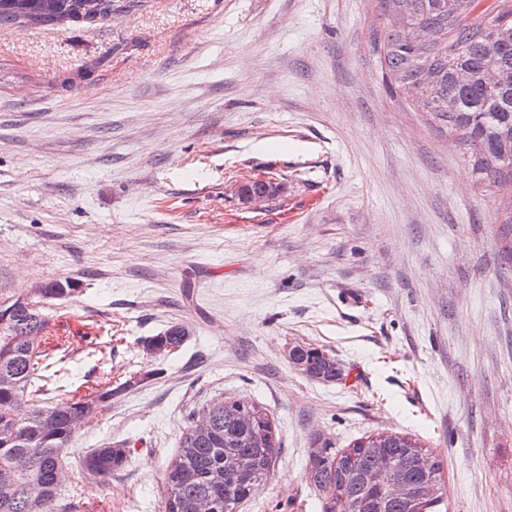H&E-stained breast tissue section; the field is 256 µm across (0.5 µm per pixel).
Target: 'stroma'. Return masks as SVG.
<instances>
[{"mask_svg":"<svg viewBox=\"0 0 512 512\" xmlns=\"http://www.w3.org/2000/svg\"><path fill=\"white\" fill-rule=\"evenodd\" d=\"M376 0H143L102 23L0 30V288L51 301L54 385L112 402L71 466L82 512H161L191 417L244 399L281 448L238 512H323L314 443L406 433L442 462L433 512H512V195L394 89ZM279 195L245 205L243 177ZM172 325L183 346L156 356ZM302 344L339 380L290 363ZM298 359L302 360L306 366L300 369V371L302 373L307 371L306 376L311 379L322 382H334L340 375V368L336 358L330 354H328V358L324 357L318 348L301 346L298 350ZM127 460L125 448L112 443L96 448L82 460L81 470L78 471V479L86 473L99 479H105L112 475V471L120 469Z\"/></svg>","mask_w":512,"mask_h":512,"instance_id":"obj_1","label":"stroma"}]
</instances>
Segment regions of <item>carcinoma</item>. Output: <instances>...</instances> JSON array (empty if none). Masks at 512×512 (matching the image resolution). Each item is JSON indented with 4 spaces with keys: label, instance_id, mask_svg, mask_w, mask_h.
<instances>
[{
    "label": "carcinoma",
    "instance_id": "carcinoma-1",
    "mask_svg": "<svg viewBox=\"0 0 512 512\" xmlns=\"http://www.w3.org/2000/svg\"><path fill=\"white\" fill-rule=\"evenodd\" d=\"M114 0H0V28L49 26L59 21L106 20ZM477 0H378L383 29L375 39L391 83L416 111L456 139L491 186L512 191V0H497L475 16ZM454 108L448 109V101ZM72 281H53L29 297L0 289V512H77L62 497L69 468L64 459L82 420L109 408L112 387L50 401L35 381L53 367L46 345L50 299L73 296ZM174 327L153 337L148 350L169 353L182 346ZM306 376L334 382L336 358L301 346ZM251 424H237V400L208 407L211 427L183 431L164 484L162 512H237L264 485L280 439L264 407L245 408ZM387 457L414 484L429 492L410 504L391 499L389 476L366 481L378 458ZM127 460L119 445L96 448L79 475L105 479ZM440 462L407 434L377 432L336 450L315 444L309 451V484L325 495L324 512H428L440 499Z\"/></svg>",
    "mask_w": 512,
    "mask_h": 512
}]
</instances>
